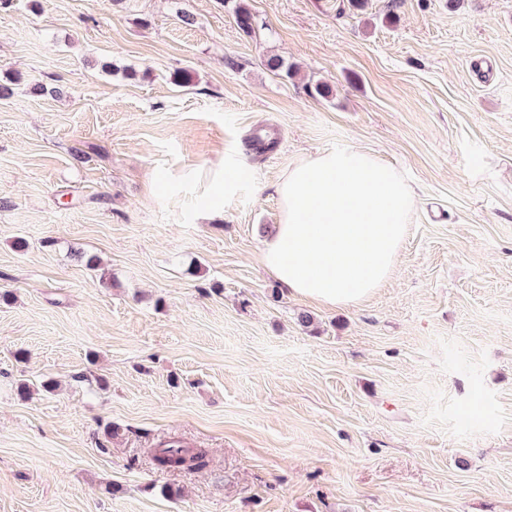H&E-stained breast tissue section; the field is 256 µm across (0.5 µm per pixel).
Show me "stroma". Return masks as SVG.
Here are the masks:
<instances>
[{
    "instance_id": "obj_1",
    "label": "stroma",
    "mask_w": 512,
    "mask_h": 512,
    "mask_svg": "<svg viewBox=\"0 0 512 512\" xmlns=\"http://www.w3.org/2000/svg\"><path fill=\"white\" fill-rule=\"evenodd\" d=\"M0 83V512H512V0H6ZM337 144L417 197L356 306L259 262ZM153 448V459L164 469H200L206 466L203 448H186L180 440H167Z\"/></svg>"
}]
</instances>
